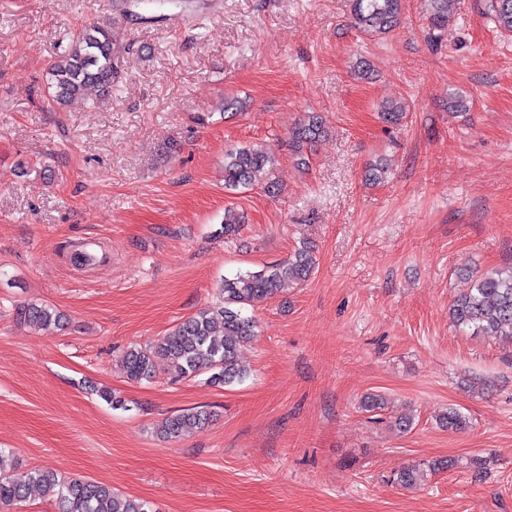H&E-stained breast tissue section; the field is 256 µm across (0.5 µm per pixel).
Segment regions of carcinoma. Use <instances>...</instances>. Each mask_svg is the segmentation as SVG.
Here are the masks:
<instances>
[{
	"mask_svg": "<svg viewBox=\"0 0 512 512\" xmlns=\"http://www.w3.org/2000/svg\"><path fill=\"white\" fill-rule=\"evenodd\" d=\"M428 2V36L434 41L448 28L455 0ZM402 10L403 0H352L351 14L361 31L385 35L397 27ZM486 16L500 32L512 35V0H488ZM48 72V94L60 107L89 91L99 100L111 97L113 82L120 74L117 34L108 26L81 28L73 35L68 50L52 61ZM380 113L385 122L398 125L406 117V107L398 101H387L380 106ZM326 133L323 118L310 113L291 128L288 144L305 165L308 152ZM277 163L275 153L268 148L245 146L229 151L224 158V188L235 190L260 184L271 191L276 186L273 174ZM387 172V164L380 159L366 168L365 178L379 184L387 178ZM242 223L240 213L226 208L221 233L232 236ZM313 268V248L304 242L284 261L224 278L221 305L203 307L167 334L125 352L127 378L139 382L163 373L174 380H190L205 374L207 382L218 387L242 381L246 373L239 366L241 348L256 327L255 320L244 311L276 297L287 284L305 281ZM464 275L470 286L449 308L453 325L475 336H506L512 340V267L484 272L466 270ZM16 317L21 323L51 332L66 323V316L58 309L37 302L18 307ZM213 417L206 409H186L166 418L158 432L164 439L175 440L189 428L211 422ZM439 423L458 430L466 425V418L450 408ZM425 478V470L411 467L399 474L397 482L411 487ZM36 489L55 497L58 512H152L146 501L119 494L93 480L61 477L52 469L34 468L24 478H17L12 454L0 448V507L23 502Z\"/></svg>",
	"mask_w": 512,
	"mask_h": 512,
	"instance_id": "obj_1",
	"label": "carcinoma"
}]
</instances>
